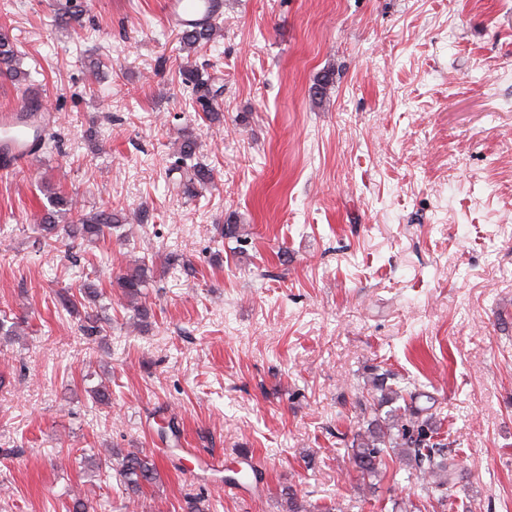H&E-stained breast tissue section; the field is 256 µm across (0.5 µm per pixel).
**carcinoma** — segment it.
<instances>
[{"label":"carcinoma","mask_w":512,"mask_h":512,"mask_svg":"<svg viewBox=\"0 0 512 512\" xmlns=\"http://www.w3.org/2000/svg\"><path fill=\"white\" fill-rule=\"evenodd\" d=\"M215 35L214 23L206 22L197 27L181 31L183 48L195 51L210 46ZM181 83L191 89L195 102L202 109V119L212 124L221 121L219 113L210 104L214 97L209 80L198 70L179 71ZM0 80L20 84L25 72L20 68V56L16 43L10 37L7 26L0 25ZM198 144L193 134L187 132L177 150L179 160L185 164L196 156ZM213 183V170L205 164L193 163L187 167L184 192L193 195ZM50 209L41 216L38 229L43 238L49 239L63 233L73 242H90L112 235V230L123 223L116 213L101 210L85 213L73 208L64 195L51 192L47 196ZM153 278V268L141 262L116 278L122 295L134 302L133 318L143 322L150 318L151 310L136 300L142 298L144 289ZM104 293L99 284L86 279L78 288V295H65L61 305L71 313L80 314L79 308L86 305L99 306L87 313L79 331L83 334L100 335L104 332L102 317L107 307L100 304ZM371 403L360 408L362 425L351 441L349 461L360 474L362 504L374 502L376 480L390 464L400 462L407 467V481L418 499L415 512H454L451 487L458 463L447 451V444L440 429L431 417L422 415V410L413 406L414 393L409 387L394 380V374L386 371L372 380ZM403 404H398V401ZM389 410H384V407ZM385 415H380V412ZM93 466L99 471H115L123 479L128 499L137 502L144 489L160 478L154 458L138 448H106L97 453ZM286 512H311L310 505L298 498L293 490L284 492Z\"/></svg>","instance_id":"1"}]
</instances>
